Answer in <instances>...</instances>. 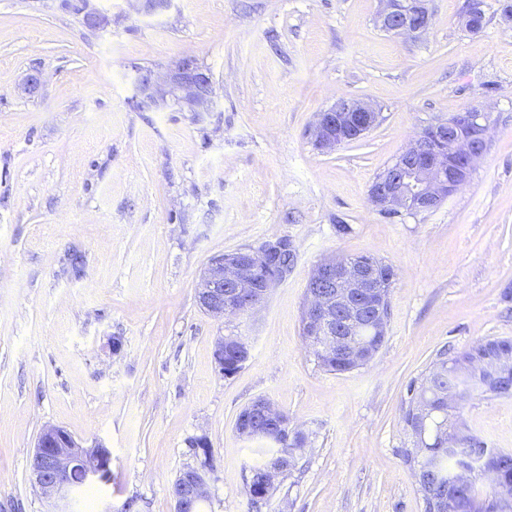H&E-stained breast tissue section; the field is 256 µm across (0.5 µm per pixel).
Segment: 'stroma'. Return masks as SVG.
I'll return each instance as SVG.
<instances>
[{"label":"stroma","instance_id":"stroma-1","mask_svg":"<svg viewBox=\"0 0 512 512\" xmlns=\"http://www.w3.org/2000/svg\"><path fill=\"white\" fill-rule=\"evenodd\" d=\"M90 3L107 26L88 30L64 0H0V512H46L30 460L49 425L111 452L109 480L76 492L73 512H174L202 435L203 512H251L262 454L235 423L259 397L306 439L272 512H423L404 460L410 384L442 349L512 339V0H482L477 33L459 22L465 0H431L415 42L378 26L379 0ZM185 55L210 71L216 111L137 109L136 68ZM34 68L43 83L23 93ZM342 97L381 119L327 153L309 130ZM478 106L489 146L463 186L425 212L370 204L423 129ZM275 237L297 261L264 305L205 314L209 259ZM334 255L395 270L382 347L339 374L301 331L309 275ZM231 332L251 355L226 376L215 340ZM459 413L512 452V396Z\"/></svg>","mask_w":512,"mask_h":512}]
</instances>
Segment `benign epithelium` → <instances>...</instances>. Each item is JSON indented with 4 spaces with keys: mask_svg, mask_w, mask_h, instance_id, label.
<instances>
[{
    "mask_svg": "<svg viewBox=\"0 0 512 512\" xmlns=\"http://www.w3.org/2000/svg\"><path fill=\"white\" fill-rule=\"evenodd\" d=\"M377 23L384 31L416 42L428 31L432 12L428 0H380ZM84 21L91 29H99L107 19L80 3ZM483 18L481 0H468L461 16L466 29L480 31ZM135 100L162 112L175 108L180 112H213L217 97L211 76L197 60L186 56L168 64L159 72L153 67L137 69L134 81ZM380 111L354 98H342L318 114L312 136L318 148L328 152L343 143L363 136L376 126ZM490 115L485 109H468L427 127L423 135L413 139L398 159L372 186L371 204L381 213L421 212L441 205L470 177L476 162L489 144ZM288 248V239L276 238L257 247H246L210 259L197 289L200 307L215 319L237 317L259 308L271 290L284 281L291 269L281 267L260 271L256 256H278ZM383 296L379 263L375 259L356 260L335 256L321 261L313 269L306 287V303L301 326L306 340L319 355L333 354L344 359L357 358L351 336L364 322L381 335L386 314L378 311ZM233 349L245 363L250 356L247 337L219 336L215 342V360L224 370V349ZM479 386L512 379V357L507 354L479 359ZM277 429L279 436L290 432L289 422L268 400L257 398L245 408L236 430L242 437L253 439ZM110 451L100 445L85 448L67 431L56 426L45 427L32 455L30 471L41 497L52 506L51 512H71L74 486L70 476L82 470L90 481L103 477L109 469ZM212 463L188 467L173 485L174 512H199L208 498ZM493 474L487 464L474 463L463 469L452 482L468 485L476 476Z\"/></svg>",
    "mask_w": 512,
    "mask_h": 512,
    "instance_id": "obj_1",
    "label": "benign epithelium"
}]
</instances>
